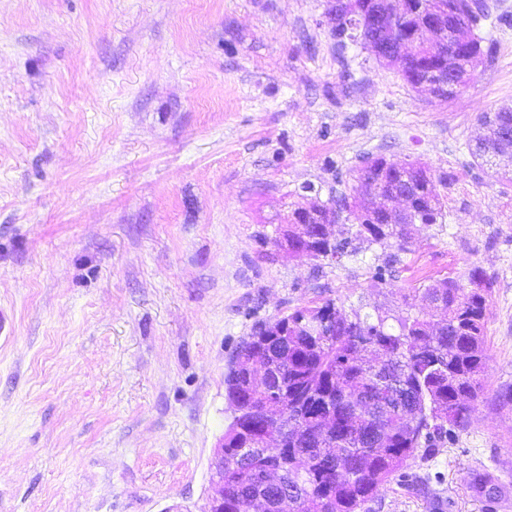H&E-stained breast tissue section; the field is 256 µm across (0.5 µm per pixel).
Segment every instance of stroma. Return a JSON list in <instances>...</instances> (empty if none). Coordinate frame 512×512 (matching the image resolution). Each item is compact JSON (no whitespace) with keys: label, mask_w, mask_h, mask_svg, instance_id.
<instances>
[{"label":"stroma","mask_w":512,"mask_h":512,"mask_svg":"<svg viewBox=\"0 0 512 512\" xmlns=\"http://www.w3.org/2000/svg\"><path fill=\"white\" fill-rule=\"evenodd\" d=\"M487 2L484 57L437 101L338 45L328 0H0V512H205L256 322L394 311L474 266L485 398L366 512H484V473L512 501V180L468 150L512 107V0ZM369 156L423 163L446 205L384 284L376 245L321 266L261 244Z\"/></svg>","instance_id":"35a3bbf8"}]
</instances>
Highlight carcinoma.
I'll return each mask as SVG.
<instances>
[{
  "label": "carcinoma",
  "instance_id": "cac0c4a2",
  "mask_svg": "<svg viewBox=\"0 0 512 512\" xmlns=\"http://www.w3.org/2000/svg\"><path fill=\"white\" fill-rule=\"evenodd\" d=\"M370 0H348L347 18L333 31L339 40L360 43L354 20ZM475 0H447L451 14L468 22V41L458 56L465 63L448 65V57L421 47L419 54L395 61L412 88L431 73L451 68L454 91L465 86L481 60V38L475 28L489 17L487 8H473ZM483 134L470 147L471 155L486 162L508 150L512 140L500 135L512 128V108L479 116ZM426 166L418 161L368 157L363 170L389 189L404 186ZM311 208H297L288 230V252L299 248L319 253L326 264L354 257L360 245H378L390 252L373 269L371 279L385 282L400 254L410 251L411 225L429 227L444 218V203L434 179L416 178L417 198L412 224H389L386 217L371 223L370 184L360 182L349 191L320 198L308 183ZM329 214L336 222L354 215L347 236L329 240L319 221ZM490 283L472 267L467 283L447 277L435 280L421 293L403 294L406 311L397 315L380 308L346 311L328 299L319 306L301 307L266 322L251 332L235 356L254 364L253 378L234 380L225 375L227 397L241 411L235 426L224 432V453L233 459L224 469V512H279V493L265 484L264 474L278 473L281 488L300 486L304 512H361L405 468L408 461L438 443L466 430L483 398L488 372L487 336ZM432 305L428 314L411 313L412 300ZM284 391L288 419L299 425L288 434L285 449L256 450L264 428L268 390Z\"/></svg>",
  "mask_w": 512,
  "mask_h": 512
}]
</instances>
